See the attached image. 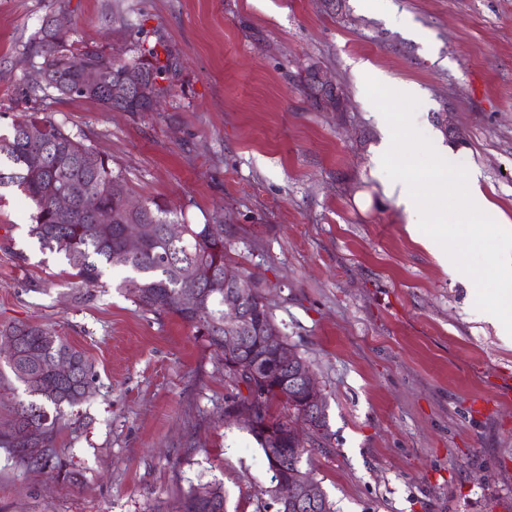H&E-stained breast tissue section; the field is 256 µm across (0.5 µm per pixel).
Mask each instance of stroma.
<instances>
[{"label":"stroma","mask_w":512,"mask_h":512,"mask_svg":"<svg viewBox=\"0 0 512 512\" xmlns=\"http://www.w3.org/2000/svg\"><path fill=\"white\" fill-rule=\"evenodd\" d=\"M113 60L140 41L169 51L155 112L30 95L43 21ZM316 65L342 112L303 91ZM411 86L416 126L512 219V0H0V137L35 112L107 154L137 200L183 224L224 219V253L260 288L327 404V447L308 452L336 512H512V340L483 321L475 285L409 236L371 171L386 127L365 77ZM451 111L464 139L446 142ZM34 207L0 190V330L42 325L97 373L57 470L0 447V512H174L192 487H224L253 512L270 483L238 389L177 316L135 303L105 269L76 284L30 236Z\"/></svg>","instance_id":"stroma-1"}]
</instances>
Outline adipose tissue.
I'll list each match as a JSON object with an SVG mask.
<instances>
[{"mask_svg": "<svg viewBox=\"0 0 512 512\" xmlns=\"http://www.w3.org/2000/svg\"><path fill=\"white\" fill-rule=\"evenodd\" d=\"M435 156L433 171L436 176L435 186L440 193L458 187L463 191L464 205L473 216L485 224H501L505 218L497 207L489 201L481 187V175L476 171H465L459 181L448 178V153L444 148L434 149ZM387 195L402 207L408 217L407 230L412 237L421 239L426 246L433 249L443 266H456L459 258L453 247L448 243L441 229L425 230L420 221L421 186L418 178L404 175L391 179L385 184Z\"/></svg>", "mask_w": 512, "mask_h": 512, "instance_id": "obj_1", "label": "adipose tissue"}]
</instances>
